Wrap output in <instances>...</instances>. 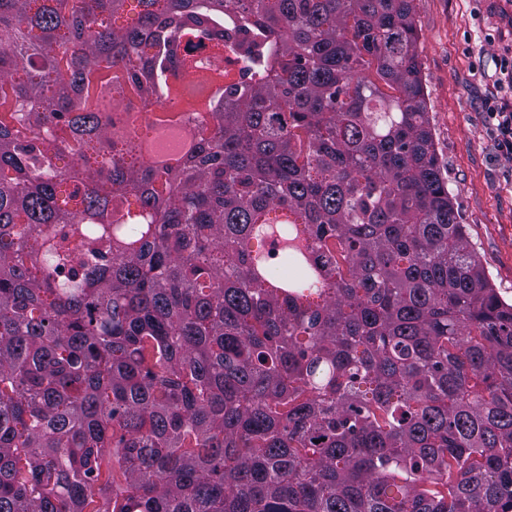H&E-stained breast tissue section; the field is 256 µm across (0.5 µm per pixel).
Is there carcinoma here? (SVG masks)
I'll use <instances>...</instances> for the list:
<instances>
[{
    "label": "carcinoma",
    "mask_w": 512,
    "mask_h": 512,
    "mask_svg": "<svg viewBox=\"0 0 512 512\" xmlns=\"http://www.w3.org/2000/svg\"><path fill=\"white\" fill-rule=\"evenodd\" d=\"M232 14L249 72L198 73ZM0 33V512H512V304L413 0H0ZM149 159L159 166L174 165L190 148L185 131L180 126L156 127L145 133Z\"/></svg>",
    "instance_id": "1"
}]
</instances>
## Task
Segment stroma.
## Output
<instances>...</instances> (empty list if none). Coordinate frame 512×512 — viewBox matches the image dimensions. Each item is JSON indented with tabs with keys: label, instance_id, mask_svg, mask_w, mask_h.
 Listing matches in <instances>:
<instances>
[{
	"label": "stroma",
	"instance_id": "stroma-1",
	"mask_svg": "<svg viewBox=\"0 0 512 512\" xmlns=\"http://www.w3.org/2000/svg\"><path fill=\"white\" fill-rule=\"evenodd\" d=\"M512 0H414L417 52L438 162L486 274L512 304V156L498 152L488 106L512 99Z\"/></svg>",
	"mask_w": 512,
	"mask_h": 512
}]
</instances>
